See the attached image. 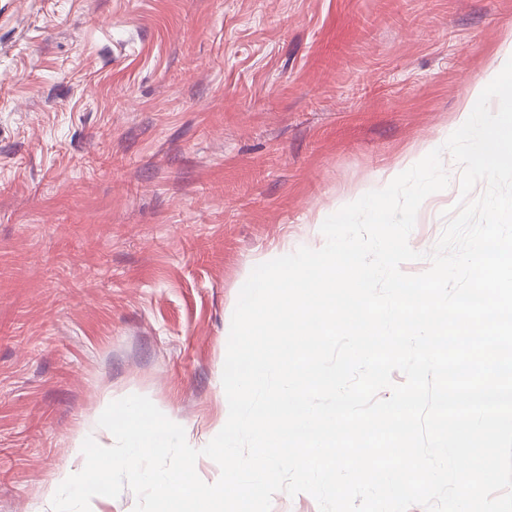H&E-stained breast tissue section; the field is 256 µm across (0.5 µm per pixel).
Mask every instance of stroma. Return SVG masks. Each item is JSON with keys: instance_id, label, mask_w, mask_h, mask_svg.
<instances>
[{"instance_id": "obj_1", "label": "stroma", "mask_w": 512, "mask_h": 512, "mask_svg": "<svg viewBox=\"0 0 512 512\" xmlns=\"http://www.w3.org/2000/svg\"><path fill=\"white\" fill-rule=\"evenodd\" d=\"M511 58L512 0H0V512H51L131 394L204 447L253 268L321 248Z\"/></svg>"}]
</instances>
